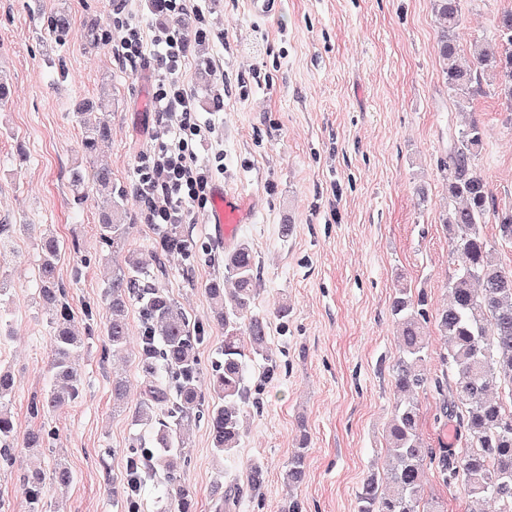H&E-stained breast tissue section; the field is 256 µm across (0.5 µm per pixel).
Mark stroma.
I'll return each instance as SVG.
<instances>
[{"instance_id":"obj_1","label":"stroma","mask_w":512,"mask_h":512,"mask_svg":"<svg viewBox=\"0 0 512 512\" xmlns=\"http://www.w3.org/2000/svg\"><path fill=\"white\" fill-rule=\"evenodd\" d=\"M69 9L65 39L47 18ZM205 34L191 40L185 80L200 112L214 110V86L224 85L223 122L212 147L224 157L215 183L245 195L254 209L235 237L250 243L261 265L254 310L269 323L277 365L267 375L251 362L253 403L236 453L216 463L207 424H199L184 470L196 512H214L216 482L245 480L252 460L265 469L263 494L238 512H358V494L381 468L385 430L397 402L389 367L396 357L390 313L399 280L424 292L436 313L446 295L451 244L442 222L445 183L437 161L466 117L485 131L476 161L498 207L512 206V115L491 93L459 111L448 96L437 57L438 24L430 0H286L255 22L247 0H205ZM512 0H462L461 48L494 43L496 22ZM147 34L186 29L187 18L154 10L150 0H0V71L9 95L0 101V224H30L0 253L11 289L0 301V364L11 367L10 409L19 433L55 431L35 456L16 445L0 462V512H30L18 480L24 469L55 463L73 480L65 493L45 487L42 512H124L128 448L142 435L131 415L142 399L134 357H113L105 337L104 292L112 248L101 237L99 166L112 172L131 228L126 247L151 251L155 229L144 222L134 192L137 166L152 147L159 115L151 111L147 64L122 59L123 22ZM100 36L90 45L88 30ZM108 91V141L82 146L80 103ZM82 188H75V177ZM427 203H419V194ZM196 209L183 230L192 257L167 254L148 265L166 289L206 328L198 347L199 387L209 378L223 331L206 288L224 276L223 240ZM291 225L282 236V225ZM61 242L59 280L84 344L77 398L61 411L32 416L33 393L49 389L52 333L36 281L40 231ZM287 317H279L280 305ZM128 384L124 409L112 408V375ZM308 434L306 476L291 487L283 475L300 432Z\"/></svg>"}]
</instances>
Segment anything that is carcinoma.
Instances as JSON below:
<instances>
[{
    "label": "carcinoma",
    "instance_id": "obj_1",
    "mask_svg": "<svg viewBox=\"0 0 512 512\" xmlns=\"http://www.w3.org/2000/svg\"><path fill=\"white\" fill-rule=\"evenodd\" d=\"M439 23L438 62L448 96L459 103L485 92V88L507 103L512 112V12L498 22V43L475 41L466 50L456 40L462 24V0H432ZM56 37L72 28L66 9L48 19ZM83 147L89 151L108 138L105 125L85 119ZM483 146V130L472 120L451 135L448 152L440 158L448 188V203L442 214L450 234L455 264L448 278V299L435 314L443 339V379L429 376L424 364L428 319L424 293L405 285L395 288L390 312L397 326V356L392 368L394 385L403 400L396 405L386 430V460L383 479L391 490L379 491L369 478L360 494L359 512H430L422 492L427 470L435 469L444 484L460 487L473 502L491 500L495 512H512V269L491 260L493 245L483 233L488 213H493L500 240L512 243V208L493 207L486 182L475 170ZM101 231L112 244V281L104 293L106 333L112 353L127 351L130 303L139 305L142 336L135 352L144 380V397L134 410L135 424L149 429L150 447L128 457L124 501L127 512H140L135 488L146 475L164 480L165 491L158 512H193L182 463L191 447L192 432L207 417L212 452L219 462L233 455L243 435V413L249 404L246 371L248 363L269 354L268 321L253 313L260 280L250 244L240 241L224 253V283H212L211 299L218 305L217 322L224 339L215 355L210 375L214 403L203 408L198 388L201 371L197 348L204 327L162 288L152 284L147 263L135 253H124L130 225L119 200L109 197ZM39 253L38 296L48 315L53 334L49 362L54 384L34 396L30 413L45 415L62 409L76 394L82 369L75 357L81 338L64 302L58 281L60 243L54 234H42L36 242ZM192 250L189 239L176 225L160 228L153 252L182 253ZM11 370L0 365V460H11L18 429L11 410ZM433 390L438 395L435 422L453 424L452 445L431 448L420 431L417 395ZM308 435L301 433L298 447L288 458L285 477L298 485L305 475ZM31 504L39 512L46 484L67 488L72 483L69 469L61 464L49 471L36 468L20 477ZM264 487L262 463L248 466L246 485L233 481L218 486L214 512H236L244 491L258 494Z\"/></svg>",
    "mask_w": 512,
    "mask_h": 512
}]
</instances>
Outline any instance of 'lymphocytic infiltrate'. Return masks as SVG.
Listing matches in <instances>:
<instances>
[{
  "label": "lymphocytic infiltrate",
  "mask_w": 512,
  "mask_h": 512,
  "mask_svg": "<svg viewBox=\"0 0 512 512\" xmlns=\"http://www.w3.org/2000/svg\"><path fill=\"white\" fill-rule=\"evenodd\" d=\"M118 51L132 62L152 61V99L160 118L172 121L156 136L152 153L137 169L135 189L147 205L145 221L158 226L185 223L195 208L206 205L213 180L212 165L200 162L196 153L214 128L200 119L195 98L185 84L189 39L177 31L151 37L140 27L130 26Z\"/></svg>",
  "instance_id": "f902f5d3"
}]
</instances>
